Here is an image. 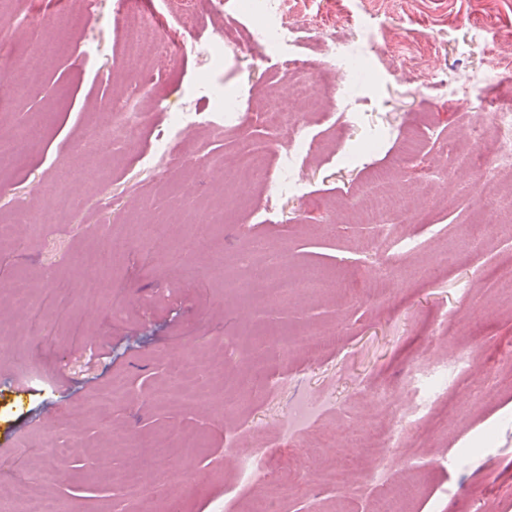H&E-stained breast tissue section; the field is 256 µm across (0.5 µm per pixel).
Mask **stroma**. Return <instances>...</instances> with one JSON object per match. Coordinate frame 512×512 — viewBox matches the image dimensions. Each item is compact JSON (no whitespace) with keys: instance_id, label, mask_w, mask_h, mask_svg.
I'll return each mask as SVG.
<instances>
[{"instance_id":"stroma-1","label":"stroma","mask_w":512,"mask_h":512,"mask_svg":"<svg viewBox=\"0 0 512 512\" xmlns=\"http://www.w3.org/2000/svg\"><path fill=\"white\" fill-rule=\"evenodd\" d=\"M243 0L210 10L193 0L192 29L181 11L155 0H65L48 10L39 0H0V16L16 19L0 34L5 68L38 59L52 46L42 86L27 95L0 87V150L35 125L27 152L0 164V501L31 493L60 498L67 512H239L268 499L274 512H323L341 500L348 512H371L380 488L361 471L369 451L336 458L343 481L322 472L314 434L337 425L355 429L408 402L407 384L427 385L420 359L448 365L439 403L446 421L426 445L386 443L391 483L418 487L414 512H512V294L495 288L512 267V237L492 232L475 183L488 159L467 139L485 101L512 102V76L460 104L404 74L403 60L438 78L482 67L497 41L512 40V0H496L488 22L477 0H417L413 9L385 0H295L301 31L284 49L250 47L253 16ZM140 10L162 41L178 47L171 61L137 73L124 63L123 15ZM347 17L329 28L331 16ZM90 42L63 39L71 27ZM235 31L222 64L206 68L195 42ZM373 28L377 50L352 76H337V96L324 111L298 114L300 129L273 130L262 121V91L288 88L290 58L307 54L330 69L331 41L358 43ZM235 105L236 123L199 126L153 170L140 163L183 104L216 112ZM134 110L138 127L112 136L109 154L93 158L87 178L82 152L107 133L108 114ZM421 137L418 150L405 142ZM267 158L249 182L214 176V158L231 159L242 140ZM295 157L302 192L266 210L269 183L284 154ZM416 183L417 200L394 216L396 234L414 251L359 254L361 242L384 231L358 223L351 210L374 170ZM213 213L211 243L172 263L144 226L163 224L170 244L194 232V217ZM282 253L292 275H321L328 289L287 301H246L227 290L225 273L246 281L239 258L255 244ZM451 256L442 264V256ZM96 278L100 296L84 301ZM24 281L41 297L65 284L67 307L28 309L11 292ZM334 335L314 350L285 352L267 334ZM223 353L232 382L213 403L189 406L159 398L178 362ZM122 378L125 394L109 411L91 402ZM320 401L311 431L280 433L290 407ZM82 435L85 454L53 461L47 444ZM201 435L191 455L170 447L151 470L137 469L135 451L162 434ZM258 447L268 477L243 485L232 473L233 448Z\"/></svg>"}]
</instances>
